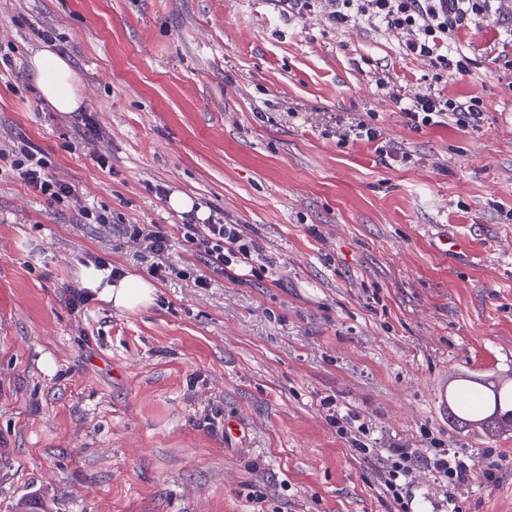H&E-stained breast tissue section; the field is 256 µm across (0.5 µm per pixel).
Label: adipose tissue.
I'll list each match as a JSON object with an SVG mask.
<instances>
[{
	"mask_svg": "<svg viewBox=\"0 0 512 512\" xmlns=\"http://www.w3.org/2000/svg\"><path fill=\"white\" fill-rule=\"evenodd\" d=\"M29 64L42 98L55 111L72 113L81 110L83 99L79 93V80L66 58L46 45L32 54ZM81 278L83 287L121 310L132 311L149 305L156 294L155 286L136 274L112 281L107 271L91 268L83 270Z\"/></svg>",
	"mask_w": 512,
	"mask_h": 512,
	"instance_id": "ef3b65f1",
	"label": "adipose tissue"
}]
</instances>
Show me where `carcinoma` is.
Masks as SVG:
<instances>
[{"label": "carcinoma", "mask_w": 512, "mask_h": 512, "mask_svg": "<svg viewBox=\"0 0 512 512\" xmlns=\"http://www.w3.org/2000/svg\"><path fill=\"white\" fill-rule=\"evenodd\" d=\"M448 402V418L493 435L512 426V383L494 378H468Z\"/></svg>", "instance_id": "obj_1"}]
</instances>
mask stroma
I'll use <instances>...</instances> for the list:
<instances>
[{
	"label": "stroma",
	"instance_id": "stroma-1",
	"mask_svg": "<svg viewBox=\"0 0 512 512\" xmlns=\"http://www.w3.org/2000/svg\"><path fill=\"white\" fill-rule=\"evenodd\" d=\"M46 31L81 112L40 95L28 59ZM454 46L476 65L435 84L400 36L277 0H0V512L23 497L52 512H393L327 397L369 447L435 438L498 463L456 505L512 512V430L462 431L434 403L439 382L512 373V29L488 22ZM429 87L479 97L480 129L408 126L401 103ZM361 121L406 161L339 144ZM23 140L75 200L25 183ZM173 192L239 225L255 260L208 269ZM132 224L169 238L154 303L73 308L96 259L147 276ZM437 226L468 256H440ZM231 418L246 438L225 437ZM405 500L446 510L426 472Z\"/></svg>",
	"mask_w": 512,
	"mask_h": 512
}]
</instances>
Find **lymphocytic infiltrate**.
Returning <instances> with one entry per match:
<instances>
[{"mask_svg":"<svg viewBox=\"0 0 512 512\" xmlns=\"http://www.w3.org/2000/svg\"><path fill=\"white\" fill-rule=\"evenodd\" d=\"M291 16L315 15L340 30L367 22L387 32L402 34L406 55L430 66L434 81L444 77L464 76L475 62L469 56L452 51L450 45L459 31L483 22L496 21L512 26V0H278ZM408 125L414 129L439 124L450 118L464 129L478 128L483 122V103L479 98H449L429 90L416 94L403 110ZM14 166L31 189L48 201L64 203L74 194L68 184L52 179L46 172L47 161L28 144L17 146ZM183 236L195 245L205 265L222 274L226 269L250 262L252 244L237 225L207 221L186 222ZM427 469L435 480L450 488L467 485L475 473L492 480V469L477 470L471 456L434 446L391 448L378 473L386 495L397 507H404V486L418 469Z\"/></svg>","mask_w":512,"mask_h":512,"instance_id":"f902f5d3","label":"lymphocytic infiltrate"}]
</instances>
